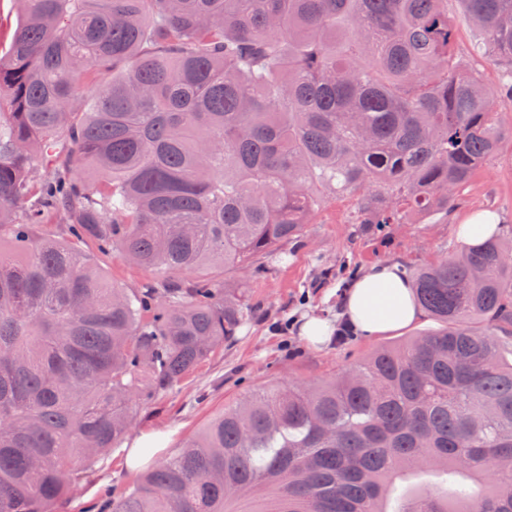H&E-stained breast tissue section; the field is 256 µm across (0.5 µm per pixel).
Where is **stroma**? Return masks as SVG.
<instances>
[{"mask_svg": "<svg viewBox=\"0 0 512 512\" xmlns=\"http://www.w3.org/2000/svg\"><path fill=\"white\" fill-rule=\"evenodd\" d=\"M354 199L325 203L310 218L300 242L291 245L287 263L234 273V281L250 289L257 311L239 329L231 344L205 361L177 387L143 405L124 442L103 455L58 512H83L98 502L105 489L116 492L133 486L140 471L128 467L129 445L148 432L166 435L155 460L177 452L224 408L274 383H319L343 366L358 362L379 347L401 343L410 336L435 329L430 317L381 336H350L317 347L300 332L305 313L334 316L344 282L384 262L399 263L405 272L435 264L460 250L456 228L467 214L490 209L501 218L502 229L512 228V145L500 158L480 166L448 216L428 221L408 216L378 234L360 232L351 224ZM93 259L108 281L137 288L151 275L115 254L94 252Z\"/></svg>", "mask_w": 512, "mask_h": 512, "instance_id": "35a3bbf8", "label": "stroma"}]
</instances>
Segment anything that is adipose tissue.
Segmentation results:
<instances>
[{
	"mask_svg": "<svg viewBox=\"0 0 512 512\" xmlns=\"http://www.w3.org/2000/svg\"><path fill=\"white\" fill-rule=\"evenodd\" d=\"M342 314L355 330L381 335L411 325L421 317L422 310L399 264L382 263L349 288L343 298Z\"/></svg>",
	"mask_w": 512,
	"mask_h": 512,
	"instance_id": "1",
	"label": "adipose tissue"
}]
</instances>
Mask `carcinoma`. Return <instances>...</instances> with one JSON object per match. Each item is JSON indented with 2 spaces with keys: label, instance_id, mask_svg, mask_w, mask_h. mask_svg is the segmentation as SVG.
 Masks as SVG:
<instances>
[{
  "label": "carcinoma",
  "instance_id": "obj_1",
  "mask_svg": "<svg viewBox=\"0 0 512 512\" xmlns=\"http://www.w3.org/2000/svg\"><path fill=\"white\" fill-rule=\"evenodd\" d=\"M460 2L498 88L448 0H23L0 47V512L68 500L254 314L230 276L286 260L327 201L358 197L368 233L446 214L512 143V0ZM88 244L154 278L109 283ZM411 280L436 329L224 409L108 512H512V233ZM448 13L455 22L454 39L457 51L464 56H470L472 54L473 31L464 21L461 5L449 0Z\"/></svg>",
  "mask_w": 512,
  "mask_h": 512
}]
</instances>
